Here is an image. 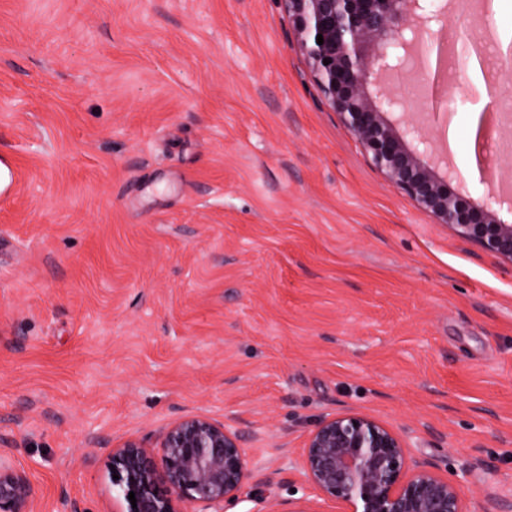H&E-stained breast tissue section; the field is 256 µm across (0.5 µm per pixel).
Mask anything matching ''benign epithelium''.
Listing matches in <instances>:
<instances>
[{
	"instance_id": "benign-epithelium-1",
	"label": "benign epithelium",
	"mask_w": 512,
	"mask_h": 512,
	"mask_svg": "<svg viewBox=\"0 0 512 512\" xmlns=\"http://www.w3.org/2000/svg\"><path fill=\"white\" fill-rule=\"evenodd\" d=\"M300 48L324 99L386 180L445 224L457 236L512 264V219L499 208L512 202L476 200L462 190L453 166L436 172L435 141L409 118L406 101L386 81L406 68L412 53L423 65L431 54L443 74L453 56L440 40L424 37L431 25L447 28L443 8L425 0H284ZM323 36L318 44L317 35ZM331 63L326 64L324 60ZM155 456L133 441L112 452V481L136 505L127 512H176L190 500L224 512L249 477L239 435L226 425L195 415L167 426ZM303 472L324 496L354 512H466L465 487L427 462L409 460L392 429L363 415L323 419L306 444ZM35 491L0 449V512H34Z\"/></svg>"
}]
</instances>
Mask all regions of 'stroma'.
I'll return each instance as SVG.
<instances>
[{
    "mask_svg": "<svg viewBox=\"0 0 512 512\" xmlns=\"http://www.w3.org/2000/svg\"><path fill=\"white\" fill-rule=\"evenodd\" d=\"M420 77L464 168L499 92ZM0 162V444L37 512H125L113 449L194 414L251 462L224 512H345L302 463L346 412L512 512V265L385 179L282 0H0Z\"/></svg>",
    "mask_w": 512,
    "mask_h": 512,
    "instance_id": "stroma-1",
    "label": "stroma"
}]
</instances>
